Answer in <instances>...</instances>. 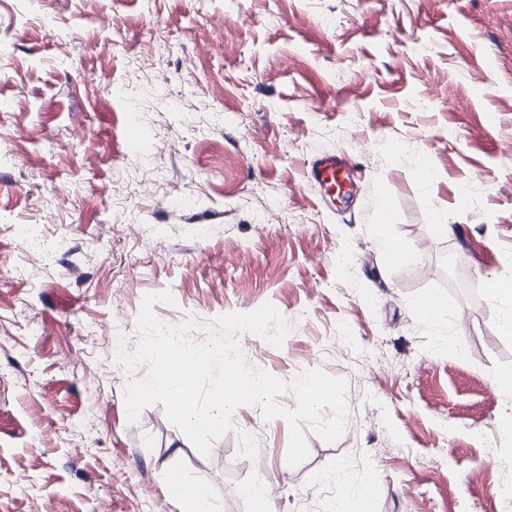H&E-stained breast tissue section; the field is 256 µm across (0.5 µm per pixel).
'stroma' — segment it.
<instances>
[{"instance_id": "obj_1", "label": "stroma", "mask_w": 512, "mask_h": 512, "mask_svg": "<svg viewBox=\"0 0 512 512\" xmlns=\"http://www.w3.org/2000/svg\"><path fill=\"white\" fill-rule=\"evenodd\" d=\"M321 152L364 175L348 207L303 180ZM139 157L152 192L118 193ZM494 277L512 280V0H0V512H176V468L218 512L264 482L273 512H351L369 472L367 512H512ZM166 290L155 316L196 318V342L273 305L289 332L249 334L246 362L344 379L343 435L307 433L292 466L286 420L254 405L206 456L162 405L128 422L113 339L136 348ZM435 294L451 313L428 321Z\"/></svg>"}]
</instances>
